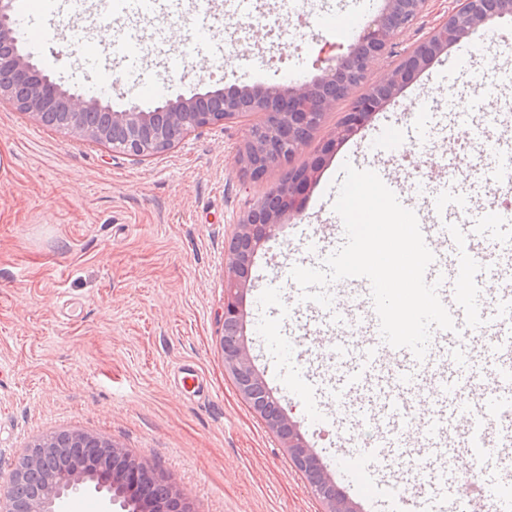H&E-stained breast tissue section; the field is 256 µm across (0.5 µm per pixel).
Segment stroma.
I'll return each mask as SVG.
<instances>
[{
    "label": "stroma",
    "instance_id": "stroma-1",
    "mask_svg": "<svg viewBox=\"0 0 512 512\" xmlns=\"http://www.w3.org/2000/svg\"><path fill=\"white\" fill-rule=\"evenodd\" d=\"M363 0H251L237 12L215 0L212 39L194 49L188 30L196 0H160L134 16L99 9L44 20L36 62L70 92L98 79L88 56L101 24L130 20L144 35L162 34L168 52L142 49L113 60V109L156 104L143 87L165 86L166 97L214 92L233 85H278L291 76L312 80L325 46L353 36L338 17L360 13ZM303 17L324 18L310 30ZM438 57L401 95L328 157L302 215L284 224L257 253L253 288L245 295L246 334L254 364L297 424L326 473L339 479V445L363 442L368 428L311 424L282 378L297 367L273 349L274 339L324 359L328 335H311L294 266L318 259L309 238L339 224L333 210L344 163L372 166L370 141L386 126L411 131L410 99L429 85L440 95L424 117L434 135L433 163L416 176L395 154L388 168L405 185L443 178L440 160L453 155L467 181L481 149L448 117L451 101H470L473 119L486 111L485 91L503 93L512 54L456 72ZM253 114L189 136L174 149L137 161L40 125L0 103V469L34 441L82 431L120 443L147 461L193 512H326L287 449L238 392L220 347L224 258L245 200L264 196L276 175L251 180L236 163ZM196 374L185 388L182 368Z\"/></svg>",
    "mask_w": 512,
    "mask_h": 512
}]
</instances>
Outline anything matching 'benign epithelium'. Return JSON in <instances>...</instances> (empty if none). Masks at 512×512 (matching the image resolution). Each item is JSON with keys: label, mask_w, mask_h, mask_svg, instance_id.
Instances as JSON below:
<instances>
[{"label": "benign epithelium", "mask_w": 512, "mask_h": 512, "mask_svg": "<svg viewBox=\"0 0 512 512\" xmlns=\"http://www.w3.org/2000/svg\"><path fill=\"white\" fill-rule=\"evenodd\" d=\"M482 2L457 0L454 12L380 81H368L369 64L394 54L398 36L426 13L430 0H385L380 14L310 82L235 86L227 92L167 98L148 110L136 105L114 110L108 98L73 94L41 72L16 34L12 0H0V101L79 141L147 160L195 132L242 117L246 108L264 115L262 124L251 127L237 162L256 180L277 169L284 175L263 197L248 203L234 222L225 257L221 347L239 393L288 449L328 512H359V507L338 494L336 483L272 392L256 395L266 384L254 365L245 334L243 299L251 287L248 270L275 230L301 214L325 157L448 51V29H454L456 45L484 25L486 17L479 8ZM361 83L364 91L353 99L341 124L323 143L321 155L300 168L292 167L300 147L320 129L324 114ZM57 448H78L80 452L59 463L54 460ZM129 461L131 456L115 441L80 431L46 435L27 449L8 476L0 475V512H60L63 501L91 488L102 494L109 506L119 505L121 512L132 506L134 512H190L170 485L164 495L145 499L139 492L141 476L154 478L155 471L144 461L137 459L131 466Z\"/></svg>", "instance_id": "obj_1"}]
</instances>
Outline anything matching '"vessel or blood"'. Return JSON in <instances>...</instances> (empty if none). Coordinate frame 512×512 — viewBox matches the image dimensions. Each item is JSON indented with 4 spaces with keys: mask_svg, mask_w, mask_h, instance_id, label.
Listing matches in <instances>:
<instances>
[{
    "mask_svg": "<svg viewBox=\"0 0 512 512\" xmlns=\"http://www.w3.org/2000/svg\"><path fill=\"white\" fill-rule=\"evenodd\" d=\"M79 10L83 0H13L15 21L31 42H39L43 19L61 5ZM136 38L126 34L114 46L91 53L98 61L103 83L110 92L113 51L128 52ZM378 175L413 210L425 241L435 256L426 271L427 281H440V298L456 325L455 331H434L424 359L406 348L385 344L370 296L367 279H347L352 294L344 308L322 310L321 324H340L332 354L338 364L328 393L337 407L359 413L375 430L366 448L345 447L342 456L355 468L349 482L358 494L376 485L377 496L368 497L370 508L382 498L400 493L401 480L389 475L393 460L428 461L447 452L449 432L470 431L462 448L465 469L453 473L438 487L440 495L459 492L472 483L471 512L496 505L512 512V208L499 204L498 196L512 188V154L497 152L496 167L485 170L478 191L456 186L458 173L447 177L432 195L404 187L389 170ZM500 244L486 258V237ZM429 399L433 410L424 425L430 453L409 447L407 428L414 422L413 405Z\"/></svg>",
    "mask_w": 512,
    "mask_h": 512,
    "instance_id": "obj_1",
    "label": "vessel or blood"
}]
</instances>
